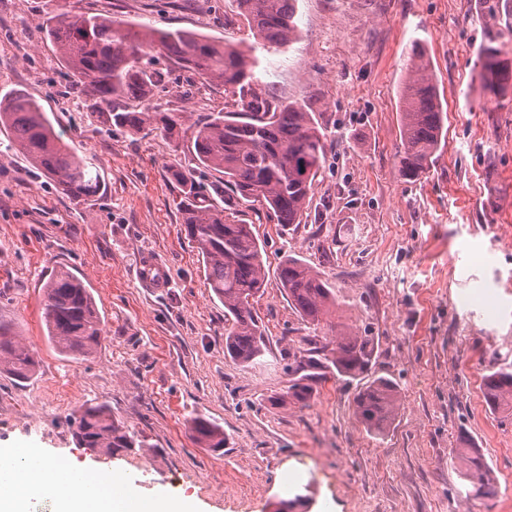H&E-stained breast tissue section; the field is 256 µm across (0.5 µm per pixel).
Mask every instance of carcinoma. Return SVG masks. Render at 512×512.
<instances>
[{
  "label": "carcinoma",
  "instance_id": "1",
  "mask_svg": "<svg viewBox=\"0 0 512 512\" xmlns=\"http://www.w3.org/2000/svg\"><path fill=\"white\" fill-rule=\"evenodd\" d=\"M237 14L268 51L281 52L295 39V0H233ZM488 36L479 60L485 88L503 92L512 85V60L500 44L512 42V0H482ZM46 39L59 55L72 84L88 93L90 112L100 125L129 132L157 131L188 151L192 165L177 161L167 169L173 184L174 208L181 214L187 239L201 257L205 280L224 305V356L250 364L263 355L265 336L254 301L266 279V255L251 226L236 219L241 207H261L279 224H300L314 194L326 157L327 134L312 113L297 103H278L252 88L256 59L250 50L229 40H215L182 29L129 26L100 14H58L50 19ZM177 60L203 81L239 94L237 112H217L186 127L184 112H160L153 97L162 84L154 68L157 51ZM415 58L401 93L399 173L420 179L442 144L444 112L422 50ZM0 129L32 167L59 192L90 197L100 187L76 151L66 144L31 94L17 90L0 96ZM224 176L217 185L202 176ZM281 287L306 322L319 324L336 308V297L321 274L301 259L287 255L277 266ZM42 313L47 336L56 349L75 360L94 354L105 340L104 320L84 283L67 271L56 272L43 287ZM374 348L367 336L342 333L332 343V357L321 362L309 356L295 370L281 401L303 404L316 369L334 368L345 381L364 378ZM38 362L0 321V372L18 381L30 379ZM486 398L495 408L512 409V370L500 368L485 376ZM397 386L377 377L363 384L355 399V415L367 431L380 434L392 423ZM79 447L112 458L129 448H142L133 432L103 404H87L69 419ZM191 438L199 446L224 448V429L204 417L192 420ZM463 478L479 497L495 493L482 457L471 448L459 451Z\"/></svg>",
  "mask_w": 512,
  "mask_h": 512
}]
</instances>
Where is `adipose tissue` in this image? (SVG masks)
<instances>
[{
    "label": "adipose tissue",
    "instance_id": "1",
    "mask_svg": "<svg viewBox=\"0 0 512 512\" xmlns=\"http://www.w3.org/2000/svg\"><path fill=\"white\" fill-rule=\"evenodd\" d=\"M71 482L56 480L49 471L28 472L25 482L0 486V512H28L32 504L30 484L43 486L55 512H193L189 499L156 498L139 501L128 489L124 473L79 468Z\"/></svg>",
    "mask_w": 512,
    "mask_h": 512
}]
</instances>
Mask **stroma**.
Returning a JSON list of instances; mask_svg holds the SVG:
<instances>
[{
    "mask_svg": "<svg viewBox=\"0 0 512 512\" xmlns=\"http://www.w3.org/2000/svg\"><path fill=\"white\" fill-rule=\"evenodd\" d=\"M288 50L255 48L254 89L306 104L328 134L305 223L283 226L242 209L271 266L254 308L265 355L224 356V307L173 208L167 140L106 129L69 78L45 25L61 12L183 29L253 45L233 0H0V92L40 99L56 130L102 179L96 196L58 193L0 130V320L39 365L29 380L0 373V448H25L102 471L139 475V499L193 497L197 512H273L297 494L311 512H512V414L491 411L483 377L512 367V89L478 78L487 32L479 0H296ZM425 47L443 110L445 145L421 180L398 172L399 92L413 44ZM159 110L233 112L237 98L166 55ZM158 254L171 285L141 287L142 252ZM303 259L336 295L342 323L371 337V373L394 381L386 433L354 414L360 384L333 373L306 404H272L310 341L329 323L303 321L274 271ZM67 269L90 288L106 341L73 361L49 342L42 288ZM495 317H488V308ZM107 405L144 439L104 460L78 448L69 424ZM224 429L223 450L199 447L191 422ZM477 449L495 484L465 498L458 457Z\"/></svg>",
    "mask_w": 512,
    "mask_h": 512,
    "instance_id": "obj_1",
    "label": "stroma"
}]
</instances>
